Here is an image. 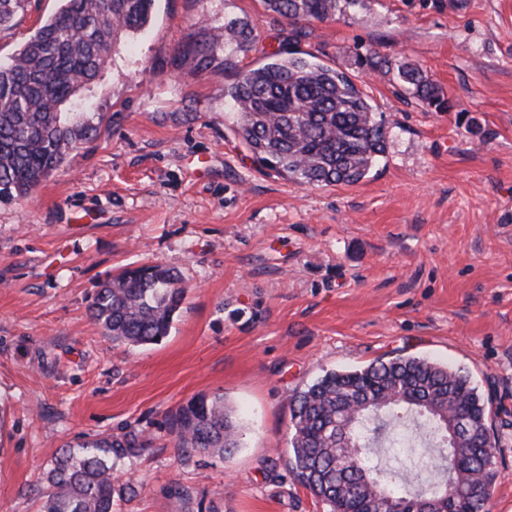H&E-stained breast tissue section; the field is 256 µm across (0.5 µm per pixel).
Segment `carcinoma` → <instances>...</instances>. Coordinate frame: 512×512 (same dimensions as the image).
Wrapping results in <instances>:
<instances>
[{
	"label": "carcinoma",
	"mask_w": 512,
	"mask_h": 512,
	"mask_svg": "<svg viewBox=\"0 0 512 512\" xmlns=\"http://www.w3.org/2000/svg\"><path fill=\"white\" fill-rule=\"evenodd\" d=\"M61 6L0 65V199L25 197L47 180L95 130L74 109L108 58L152 20L155 0H60ZM27 0H0V27ZM292 27L366 7V0H263ZM396 76L437 110L448 100L415 65ZM224 97L235 108V133L264 168L304 186L354 185L387 150V130L368 96L344 72L282 49L238 70ZM187 286L173 269L153 263L127 269L97 286L89 317L112 343L156 344L167 337ZM288 452L295 478L327 512H383L378 487L399 512H419L402 468L379 461L388 432L423 434L439 454L430 460L441 484L427 487L452 512H485L490 408L467 376L417 357H397L360 370L332 371L290 397ZM175 447L222 455L238 445V425L222 396L201 394L167 418ZM145 434L97 435L67 445L37 489L40 512H114L118 462L148 448Z\"/></svg>",
	"instance_id": "carcinoma-1"
}]
</instances>
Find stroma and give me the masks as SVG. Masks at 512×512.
<instances>
[{"label": "stroma", "instance_id": "obj_1", "mask_svg": "<svg viewBox=\"0 0 512 512\" xmlns=\"http://www.w3.org/2000/svg\"><path fill=\"white\" fill-rule=\"evenodd\" d=\"M58 0L0 29L8 62ZM245 28L247 54L214 43ZM292 40L261 0H156L87 94L90 138L25 197L0 200V512H39L65 444L140 432L120 512H324L292 475L289 397L330 371L416 356L469 375L497 441L489 512H512V0H370ZM295 48L340 69L388 130L355 185L260 168L224 87ZM374 48L419 66L427 107ZM161 263L188 292L162 342L117 347L88 317L98 284ZM220 395L242 425L218 457L173 447L171 411Z\"/></svg>", "mask_w": 512, "mask_h": 512}]
</instances>
